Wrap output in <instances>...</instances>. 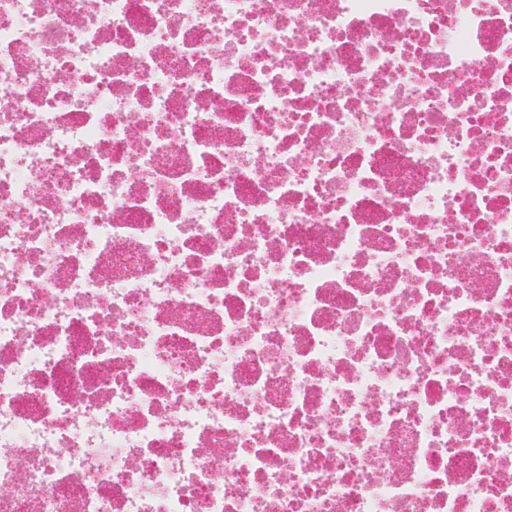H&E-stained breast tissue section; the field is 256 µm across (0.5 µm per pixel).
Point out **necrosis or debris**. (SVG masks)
Segmentation results:
<instances>
[{
	"label": "necrosis or debris",
	"instance_id": "4bbe7bcc",
	"mask_svg": "<svg viewBox=\"0 0 512 512\" xmlns=\"http://www.w3.org/2000/svg\"><path fill=\"white\" fill-rule=\"evenodd\" d=\"M0 512H512V0H0Z\"/></svg>",
	"mask_w": 512,
	"mask_h": 512
}]
</instances>
